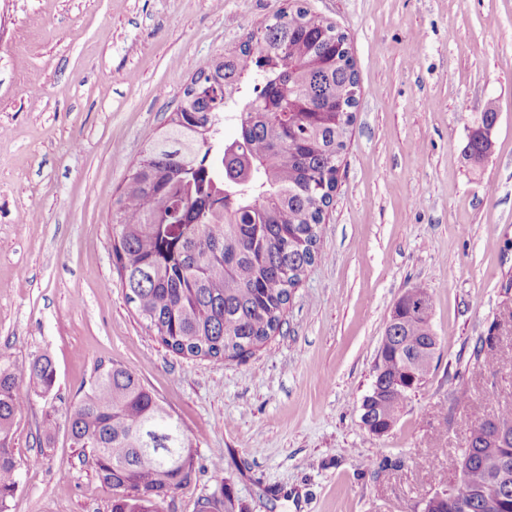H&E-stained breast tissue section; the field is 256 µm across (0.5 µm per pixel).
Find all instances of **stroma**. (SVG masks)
Wrapping results in <instances>:
<instances>
[{
  "mask_svg": "<svg viewBox=\"0 0 512 512\" xmlns=\"http://www.w3.org/2000/svg\"><path fill=\"white\" fill-rule=\"evenodd\" d=\"M350 42L360 96L319 256L279 332L178 355L120 283L109 208L199 64L284 0H0V361L48 355L13 423L12 512H109L66 418L128 367L179 421L195 472L165 512H420L471 425L512 409V0H303ZM498 114L483 160L473 121ZM39 214L21 222L23 211ZM431 296L432 371L383 436L361 405L391 309ZM56 421L43 448V423ZM481 346L477 349L476 358L483 354V362L485 366L490 370H494L499 362L503 359H508L507 357H503L501 354L506 352V349L501 348L497 345L494 340V336H485L480 340Z\"/></svg>",
  "mask_w": 512,
  "mask_h": 512,
  "instance_id": "1",
  "label": "stroma"
}]
</instances>
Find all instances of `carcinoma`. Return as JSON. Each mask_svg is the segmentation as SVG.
<instances>
[{"label": "carcinoma", "mask_w": 512, "mask_h": 512, "mask_svg": "<svg viewBox=\"0 0 512 512\" xmlns=\"http://www.w3.org/2000/svg\"><path fill=\"white\" fill-rule=\"evenodd\" d=\"M353 89L360 86L347 36L301 0L196 69L111 206L122 287L173 353L235 358L279 328L292 289L319 257L320 224L353 124ZM488 116L472 128L467 152L489 139ZM227 119L237 127L231 141ZM420 306L431 307V297L416 286L378 352L380 394L369 415L380 427L398 419L432 369L433 330ZM480 343L476 356L495 369L506 349L491 335ZM27 378L51 390L52 360L0 366V512H11L17 489L13 422L28 401L20 389ZM494 422L472 425L464 439V480L476 499L453 509L443 503L438 512H486L501 496L504 481L489 453L494 430L512 433V411ZM67 429L112 488L110 512H163L194 472L179 422L121 364L101 369Z\"/></svg>", "instance_id": "obj_1"}]
</instances>
